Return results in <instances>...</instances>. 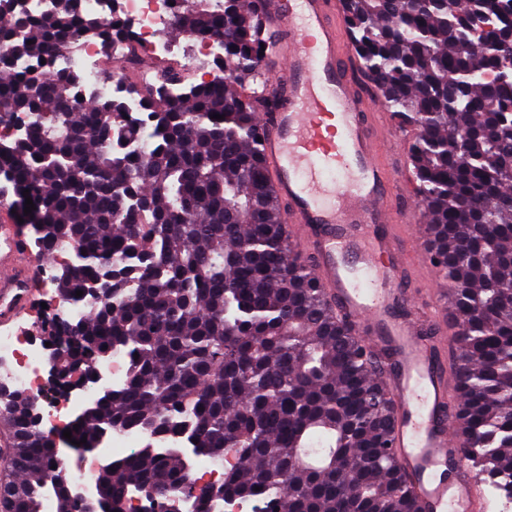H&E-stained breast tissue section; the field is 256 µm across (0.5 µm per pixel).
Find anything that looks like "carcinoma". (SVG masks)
Instances as JSON below:
<instances>
[{"label": "carcinoma", "mask_w": 512, "mask_h": 512, "mask_svg": "<svg viewBox=\"0 0 512 512\" xmlns=\"http://www.w3.org/2000/svg\"><path fill=\"white\" fill-rule=\"evenodd\" d=\"M14 8L0 0V118L29 122L23 137H0V169L20 203L29 191L42 252H72L55 275L59 297L90 308L56 360L69 378L128 358L124 382L82 410L71 438L97 448L114 432L152 436L109 461L103 496L117 512L136 488L150 512L170 496L192 512L235 499L256 500V512H420L376 357L296 257L256 112L234 90L270 48L250 0H186L168 34H224L236 79L150 98L144 123L120 105L81 106L77 76L52 67L85 38L110 57L123 31L78 0ZM344 18L375 96L419 127L408 153L457 327L465 446L488 479L512 477V0H344ZM17 58L37 69L11 71ZM33 406L0 384L16 474L0 483V512H42L47 499L85 512L49 484L55 442L36 433ZM187 448L213 461L232 452L237 465L195 494Z\"/></svg>", "instance_id": "1"}]
</instances>
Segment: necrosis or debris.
<instances>
[{
    "instance_id": "4bbe7bcc",
    "label": "necrosis or debris",
    "mask_w": 512,
    "mask_h": 512,
    "mask_svg": "<svg viewBox=\"0 0 512 512\" xmlns=\"http://www.w3.org/2000/svg\"><path fill=\"white\" fill-rule=\"evenodd\" d=\"M85 11L101 19L117 23L124 30L123 39L116 41L110 55L116 65L110 74H103L96 41L85 39L60 52L54 62L59 72H75L82 78V96L98 102L107 100L123 103L132 115L142 114L147 97L179 96L184 87L183 75L200 74L206 81H223L222 44L210 38H192L190 45L170 40L169 25L183 6V0H81ZM149 52L161 67H175L172 75L151 71L138 81L129 73L138 64L139 51ZM125 356L97 362L101 379L97 382L75 380L74 386L59 396L50 398L44 386L45 348L26 333L0 336V379L18 387L36 400L45 401L41 410L39 431L55 437L69 429L75 414L87 406L102 391L120 384L124 379Z\"/></svg>"
}]
</instances>
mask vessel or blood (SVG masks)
Wrapping results in <instances>:
<instances>
[{
	"label": "vessel or blood",
	"mask_w": 512,
	"mask_h": 512,
	"mask_svg": "<svg viewBox=\"0 0 512 512\" xmlns=\"http://www.w3.org/2000/svg\"><path fill=\"white\" fill-rule=\"evenodd\" d=\"M274 32L262 61L276 71L259 107L266 174L287 210L286 229L330 302L383 364L395 403L394 444L422 512H480L471 472L451 466L464 439L441 347L456 328L446 309L407 286L430 274L410 228L392 210L403 192L385 146L386 123L351 78L356 55L336 29V0H255ZM35 286L27 243L0 213V321L25 308Z\"/></svg>",
	"instance_id": "b4317fda"
}]
</instances>
